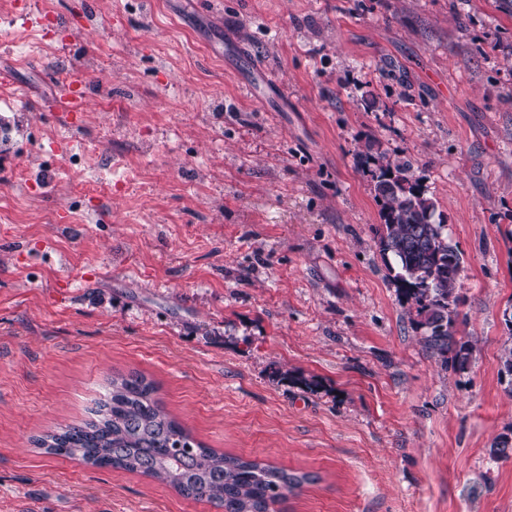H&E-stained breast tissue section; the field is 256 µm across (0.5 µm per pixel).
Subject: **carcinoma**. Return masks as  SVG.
<instances>
[{"mask_svg":"<svg viewBox=\"0 0 512 512\" xmlns=\"http://www.w3.org/2000/svg\"><path fill=\"white\" fill-rule=\"evenodd\" d=\"M372 172L381 204L376 229L379 252L424 346L456 370L471 361L470 344L457 337L459 277L463 258L445 224L434 219L436 205L411 176L412 162L376 159ZM47 453L80 459L159 479L180 495L205 499L223 512H271L286 492L310 480L258 460L228 456L195 441L166 413L157 388L138 374L112 377L96 417L67 425L37 441ZM493 459L512 457V438L491 444Z\"/></svg>","mask_w":512,"mask_h":512,"instance_id":"1","label":"carcinoma"}]
</instances>
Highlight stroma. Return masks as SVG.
Returning <instances> with one entry per match:
<instances>
[{
	"label": "stroma",
	"instance_id": "35a3bbf8",
	"mask_svg": "<svg viewBox=\"0 0 512 512\" xmlns=\"http://www.w3.org/2000/svg\"><path fill=\"white\" fill-rule=\"evenodd\" d=\"M2 119L0 512H220L35 445L131 372L197 441L311 475L274 512H512L498 0H0ZM368 150L413 159L463 255L466 370L388 278Z\"/></svg>",
	"mask_w": 512,
	"mask_h": 512
}]
</instances>
